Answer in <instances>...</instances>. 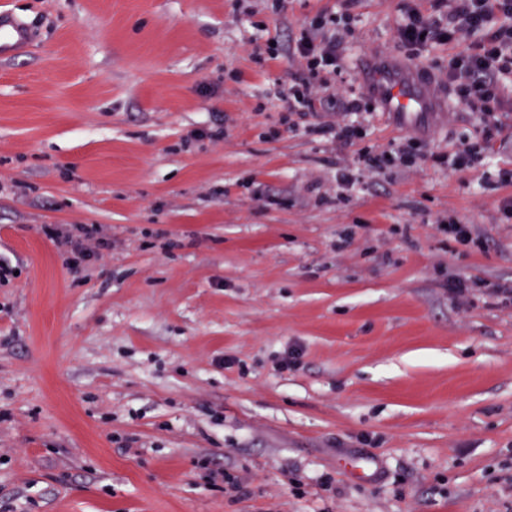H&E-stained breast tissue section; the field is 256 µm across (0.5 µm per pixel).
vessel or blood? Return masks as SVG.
<instances>
[{"label":"vessel or blood","instance_id":"obj_1","mask_svg":"<svg viewBox=\"0 0 512 512\" xmlns=\"http://www.w3.org/2000/svg\"><path fill=\"white\" fill-rule=\"evenodd\" d=\"M31 39L22 24L0 15V56L22 51ZM380 111L401 129H422L437 115L438 96L423 68L407 63H382L368 86Z\"/></svg>","mask_w":512,"mask_h":512}]
</instances>
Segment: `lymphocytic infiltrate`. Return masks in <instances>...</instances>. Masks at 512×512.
<instances>
[{
  "label": "lymphocytic infiltrate",
  "instance_id": "lymphocytic-infiltrate-1",
  "mask_svg": "<svg viewBox=\"0 0 512 512\" xmlns=\"http://www.w3.org/2000/svg\"><path fill=\"white\" fill-rule=\"evenodd\" d=\"M396 34L413 50L453 48L448 87L458 103L477 115L482 142L491 146L502 125L496 115L512 99V0H434L430 13L405 6ZM341 38L312 24L297 42L296 53L309 75L287 98L289 113L306 116L323 106L322 93L337 73Z\"/></svg>",
  "mask_w": 512,
  "mask_h": 512
}]
</instances>
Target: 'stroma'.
<instances>
[{
	"label": "stroma",
	"instance_id": "obj_1",
	"mask_svg": "<svg viewBox=\"0 0 512 512\" xmlns=\"http://www.w3.org/2000/svg\"><path fill=\"white\" fill-rule=\"evenodd\" d=\"M404 3L0 0L34 34L0 58V512H512V300L482 287L512 285V100L476 167L448 92L350 185L405 131L284 121L318 20L348 31L333 95L379 56L444 80ZM74 224L108 242L78 267Z\"/></svg>",
	"mask_w": 512,
	"mask_h": 512
}]
</instances>
